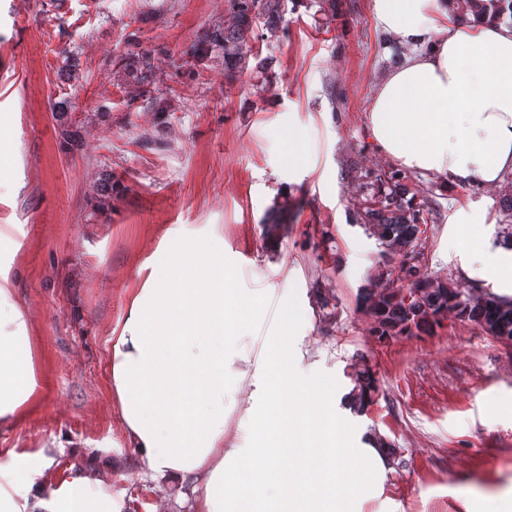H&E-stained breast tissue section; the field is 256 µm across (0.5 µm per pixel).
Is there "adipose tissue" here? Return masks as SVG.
<instances>
[{"mask_svg": "<svg viewBox=\"0 0 512 512\" xmlns=\"http://www.w3.org/2000/svg\"><path fill=\"white\" fill-rule=\"evenodd\" d=\"M372 8L378 27L409 49L378 80L367 111L384 157L430 178L499 186L512 173V28L476 17L451 22L445 0H373ZM10 231L0 225V429L24 421L43 394L36 339L12 297L20 245ZM468 275L512 300V249L483 248ZM230 278L222 246L202 257L174 239L132 290L108 339L122 432L154 481L193 485L195 512H338L336 489L355 463L368 479L350 486L349 498L363 504L391 469L384 449L337 445L335 393H322L315 409L289 402L290 368L303 352L288 337H271L254 358L229 354L245 316L262 310L260 300L243 303ZM230 374L248 392L251 448L224 432ZM54 460L43 447L0 464V512H118L104 478L84 471L58 481ZM19 466L27 471L20 485Z\"/></svg>", "mask_w": 512, "mask_h": 512, "instance_id": "ef3b65f1", "label": "adipose tissue"}]
</instances>
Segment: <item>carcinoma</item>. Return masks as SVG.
I'll list each match as a JSON object with an SVG mask.
<instances>
[{"label": "carcinoma", "mask_w": 512, "mask_h": 512, "mask_svg": "<svg viewBox=\"0 0 512 512\" xmlns=\"http://www.w3.org/2000/svg\"><path fill=\"white\" fill-rule=\"evenodd\" d=\"M451 14L462 19L467 15H487L512 24V0H446ZM232 24L217 29L211 43L224 51V69L233 73L246 67L250 49L247 35L261 21L275 35L281 23V0H230ZM408 176L396 169L371 178L367 195L357 204L365 230L375 237L382 255L389 263L402 259L423 247L421 225L428 223L427 202L408 197ZM362 311L373 321V333L391 338L424 332L443 320H467L499 340L512 341V303H502L490 294L474 290L463 292L440 282L424 272L395 285L388 273H382L360 296ZM354 387L350 392L353 407L362 410L377 391V382L369 366L354 364Z\"/></svg>", "instance_id": "obj_1"}]
</instances>
